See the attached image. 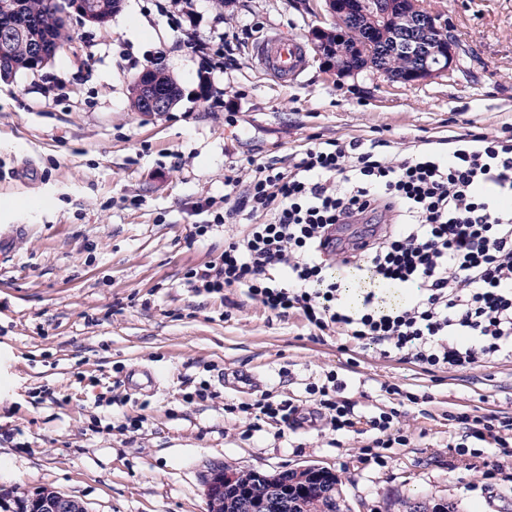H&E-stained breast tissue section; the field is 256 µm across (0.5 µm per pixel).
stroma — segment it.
Masks as SVG:
<instances>
[{
    "mask_svg": "<svg viewBox=\"0 0 512 512\" xmlns=\"http://www.w3.org/2000/svg\"><path fill=\"white\" fill-rule=\"evenodd\" d=\"M460 46L452 77L420 85L364 71L337 81L315 52L282 83L254 50L264 36L305 41L329 23L318 0H122L105 27L67 13L73 37L53 64L0 81V487L48 488L86 512H208L212 464L275 473L335 471L351 512H399L405 499L512 512V488L485 469L448 463V414L512 415V360L423 372L399 357L313 335L245 289L199 295L188 269L243 235L239 214L206 240L192 225L224 208V178L291 169L316 143L375 139L401 152L424 138L512 125V0H430ZM161 61L184 94L167 112L134 111L130 82ZM211 201L213 211H198ZM248 374L257 390L224 385ZM337 372L362 410L382 383L427 391L403 419L411 447L386 465L366 434L304 426L253 430L228 412L260 394L301 398ZM213 393L188 401L200 382ZM139 419L136 432L127 420Z\"/></svg>",
    "mask_w": 512,
    "mask_h": 512,
    "instance_id": "obj_1",
    "label": "stroma"
}]
</instances>
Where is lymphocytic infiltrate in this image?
I'll return each instance as SVG.
<instances>
[{
    "label": "lymphocytic infiltrate",
    "instance_id": "obj_1",
    "mask_svg": "<svg viewBox=\"0 0 512 512\" xmlns=\"http://www.w3.org/2000/svg\"><path fill=\"white\" fill-rule=\"evenodd\" d=\"M262 216L243 237L225 239L213 261L187 277L196 293L238 286L285 317L300 314L312 329L334 331L381 356L402 355L423 372L467 371L512 357V136L456 137L448 155L415 151L393 160L378 142H325L305 150L291 171L258 165L244 195L194 225L204 239L234 212ZM339 224H358L362 239L337 241L342 260L327 252ZM336 373L307 385L328 430L365 425L372 459L405 448L402 402L418 394L383 384L399 403L366 415L346 397ZM263 423L295 429L307 420L302 400L261 395L240 404ZM448 460L489 466L490 449L512 447V416L476 409L448 415Z\"/></svg>",
    "mask_w": 512,
    "mask_h": 512
}]
</instances>
